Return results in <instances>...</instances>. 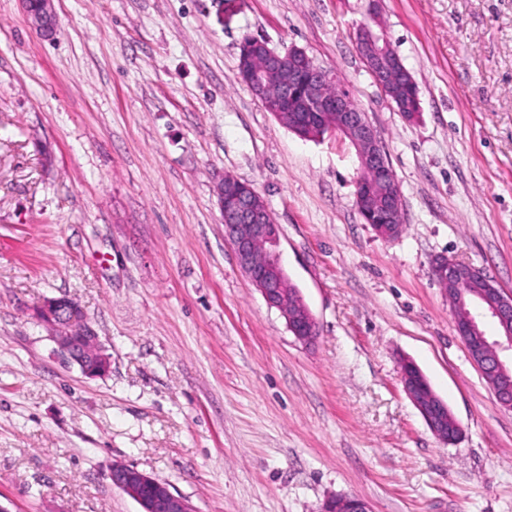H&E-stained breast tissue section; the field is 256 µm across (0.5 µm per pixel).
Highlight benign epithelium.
Segmentation results:
<instances>
[{"label": "benign epithelium", "instance_id": "1", "mask_svg": "<svg viewBox=\"0 0 512 512\" xmlns=\"http://www.w3.org/2000/svg\"><path fill=\"white\" fill-rule=\"evenodd\" d=\"M30 24L40 33L54 30L55 0H40L39 10L31 8L30 0H22ZM359 54L385 95L397 97L398 81L407 79L410 72L402 66L400 57L388 38L361 27L355 37ZM256 45H244L240 56V78L265 109L279 116H288V125L296 134L321 138L335 131L348 137L355 146L361 164L374 167L375 182L355 183V200L364 215L372 210L384 212L395 207L402 209L399 183L384 147L373 126L361 113L350 94L329 92V72L316 70L317 76L307 80L300 93L292 91L297 73L306 69L309 57L300 48L267 55L268 65H251ZM278 73L288 74L277 90L270 91V81ZM224 218L225 236L231 242L240 268L264 297L267 304L280 311L288 330L300 342L310 341L317 332V322L305 305L298 289L291 287L281 262L279 230L271 211L250 185L232 174L224 175L217 187ZM435 273L448 294V303L476 299L496 320L499 339L490 341L479 330L476 320L468 313L454 317V327L464 342L468 354L481 373L491 371L503 383L491 386L498 403L512 409V294L488 280L482 269L447 256L433 260ZM37 316L48 327L61 356L76 365L88 378L105 376L111 367L94 329L86 322L82 308L69 299H52L38 310ZM403 389L418 409L430 430L447 444L456 442L461 434L460 424L450 434L439 430L434 405L423 397L427 381L420 368L411 360L400 363ZM108 477L112 486L123 491L141 507V512H196L191 502L173 492L170 486L152 475L128 464H113ZM320 512H370L367 503L358 498L330 497Z\"/></svg>", "mask_w": 512, "mask_h": 512}]
</instances>
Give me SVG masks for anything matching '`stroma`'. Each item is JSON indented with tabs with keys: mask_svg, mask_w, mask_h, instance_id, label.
Listing matches in <instances>:
<instances>
[{
	"mask_svg": "<svg viewBox=\"0 0 512 512\" xmlns=\"http://www.w3.org/2000/svg\"><path fill=\"white\" fill-rule=\"evenodd\" d=\"M57 0L37 33L0 0V505L140 512L137 466L197 512H512V410L457 335L445 255L512 292V0ZM385 33L419 89L406 120L355 46ZM304 49L365 112L400 184L384 239L356 150L306 139L238 75L244 36ZM259 193L317 321L297 341L238 265L216 183ZM83 308L111 368L85 377L36 313ZM414 361L459 421L439 440ZM400 367L403 389L418 409L430 430L447 444L456 442L462 434V428L456 420L455 429L451 434H446L439 430L435 407L423 397L427 381L420 368L409 359H402ZM367 503L358 498L329 497L324 501L320 512H370Z\"/></svg>",
	"mask_w": 512,
	"mask_h": 512,
	"instance_id": "1",
	"label": "stroma"
}]
</instances>
